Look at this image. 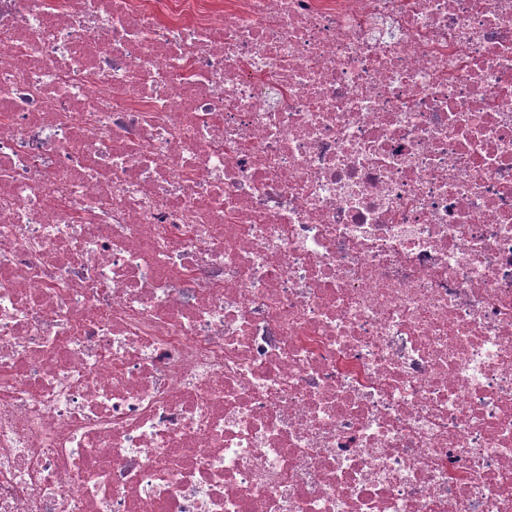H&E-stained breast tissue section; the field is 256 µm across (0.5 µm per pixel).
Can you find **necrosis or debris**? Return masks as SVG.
<instances>
[{"mask_svg":"<svg viewBox=\"0 0 512 512\" xmlns=\"http://www.w3.org/2000/svg\"><path fill=\"white\" fill-rule=\"evenodd\" d=\"M0 512H512V0H0Z\"/></svg>","mask_w":512,"mask_h":512,"instance_id":"necrosis-or-debris-1","label":"necrosis or debris"}]
</instances>
